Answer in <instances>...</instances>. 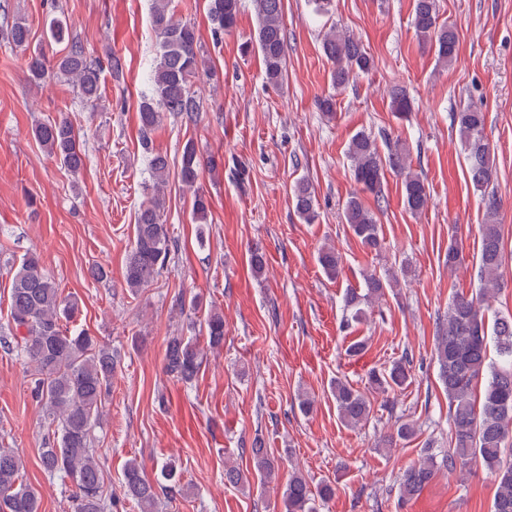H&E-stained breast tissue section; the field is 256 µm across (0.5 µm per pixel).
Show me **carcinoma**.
<instances>
[{
	"label": "carcinoma",
	"mask_w": 512,
	"mask_h": 512,
	"mask_svg": "<svg viewBox=\"0 0 512 512\" xmlns=\"http://www.w3.org/2000/svg\"><path fill=\"white\" fill-rule=\"evenodd\" d=\"M257 18L255 45L261 55L265 78L270 84L283 81L286 72L287 34L284 0H253ZM240 0H207V16L215 39L236 28ZM419 41L434 46L437 59L449 65L456 57L458 37L448 25L438 21L436 0H414L412 20ZM152 25L158 50L149 75L148 92L138 104L139 141L147 154L150 180L144 183V201L134 224V238L125 261L124 282L134 294L159 275L174 251L167 225L162 222L168 185L169 161L153 148V135L164 113L195 125L203 112V102L194 84L208 77L194 23L179 19L170 10V0H154ZM324 55L333 64L331 83L338 89L374 65L362 43L332 27L322 42ZM125 59L113 52L106 62L87 56L81 43H71L69 51L47 66L43 51H34L27 62L29 80L41 83L52 68L72 80L86 105L96 106L100 97V76L106 70L116 80L123 77ZM392 112L407 117L411 102L406 92L395 88L390 94ZM467 162L469 184L480 192L484 224L480 228V249L476 264L480 281L473 296H455L439 322L434 359L438 376L448 395V450L437 456L428 453L408 468L400 479V494L410 499L441 470L453 473L479 464L497 480L492 512H512V314H496L488 323L490 302L501 286L505 254L498 217L501 202L488 190L493 179L494 148L484 133L485 115L471 105L454 116ZM34 135L45 152L62 168L75 174L84 166L85 152L79 133L66 118L39 124ZM354 180L361 190L384 197V168L401 177V195L412 214L425 210L429 191L424 178L411 170L406 148L395 143L381 157L375 140L366 132L355 134L347 148ZM204 161L193 141L183 146L179 172L182 186L193 190L192 219L207 223L210 202L198 187ZM295 211L307 224L319 217L314 193L305 182L298 183L291 196ZM350 232L368 250L382 247L381 227L373 212L353 194L342 208ZM318 263L330 279L341 272V260L332 249L318 252ZM361 288L345 293V323L366 320L367 308L380 299L390 282L375 272L364 275ZM79 313L76 300L62 296L54 279L43 272L34 257H24L14 272L10 287L11 330L21 340L20 352L31 369L32 395L41 406L51 433L40 449L44 472L73 487V512H112L116 503L104 490L103 467L93 448V431L110 396L118 360L112 348L83 330L71 331L64 322ZM205 344L195 336L174 333L165 340V374L184 384L192 383L202 367L206 351L224 347V315L210 310L204 320ZM495 346L498 360H489V346ZM486 376L481 405L473 398L474 387ZM412 379L411 361L404 357L383 372L372 371L368 384L378 390H396ZM341 421L357 427L369 419L372 405L366 394L340 378L331 383ZM254 473L261 483L275 473L274 458L262 437L255 436L249 448ZM123 498L139 512H158L161 498L183 495L176 466L161 464L156 477L148 478L135 458L127 460L122 474ZM333 494L330 483L311 487L308 480L294 474L288 480L282 501L285 512H317L316 501ZM0 512H40L38 491L24 479V461L11 448H0Z\"/></svg>",
	"instance_id": "cac0c4a2"
}]
</instances>
